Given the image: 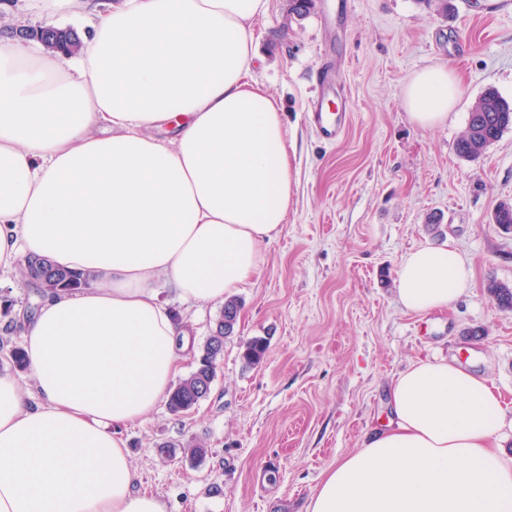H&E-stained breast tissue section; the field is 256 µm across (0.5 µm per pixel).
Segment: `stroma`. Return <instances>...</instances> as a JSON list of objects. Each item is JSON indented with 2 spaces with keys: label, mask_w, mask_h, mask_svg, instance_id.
<instances>
[{
  "label": "stroma",
  "mask_w": 512,
  "mask_h": 512,
  "mask_svg": "<svg viewBox=\"0 0 512 512\" xmlns=\"http://www.w3.org/2000/svg\"><path fill=\"white\" fill-rule=\"evenodd\" d=\"M314 0L309 14L270 0L254 24L255 80L279 101L295 180L260 274L242 306L207 399L190 413L159 405L124 436L138 487L166 512H305L323 472L388 421L391 382L420 360L448 361L502 396L500 438L512 460V310L490 280L512 284V230L493 220L512 203V130L476 160L456 140L489 88L512 99V0ZM448 65L463 93L445 125L416 128L401 106L415 71ZM345 129L322 140L306 120L316 76ZM436 223H429V216ZM454 247L472 278L444 311L412 312L396 292L400 261L420 245ZM40 294L0 276V322L34 312ZM266 337L255 366L245 343ZM205 443L203 460L184 444Z\"/></svg>",
  "instance_id": "1"
}]
</instances>
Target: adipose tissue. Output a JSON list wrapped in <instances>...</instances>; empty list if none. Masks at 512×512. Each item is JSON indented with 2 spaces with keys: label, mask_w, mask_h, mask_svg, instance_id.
<instances>
[{
  "label": "adipose tissue",
  "mask_w": 512,
  "mask_h": 512,
  "mask_svg": "<svg viewBox=\"0 0 512 512\" xmlns=\"http://www.w3.org/2000/svg\"><path fill=\"white\" fill-rule=\"evenodd\" d=\"M87 17L74 54L0 49V270L44 257L94 275L43 294L21 336L33 386L0 375V512H165L138 490L123 430L193 356L161 298L223 302L260 268L293 179L279 102L249 76L270 0H31ZM461 94L440 65L401 104L444 125ZM471 269L422 245L397 272L404 308H448ZM386 426L327 469L306 512H512L500 395L422 360L389 389Z\"/></svg>",
  "instance_id": "obj_1"
}]
</instances>
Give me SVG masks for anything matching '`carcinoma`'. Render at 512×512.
I'll return each mask as SVG.
<instances>
[{
    "instance_id": "obj_1",
    "label": "carcinoma",
    "mask_w": 512,
    "mask_h": 512,
    "mask_svg": "<svg viewBox=\"0 0 512 512\" xmlns=\"http://www.w3.org/2000/svg\"><path fill=\"white\" fill-rule=\"evenodd\" d=\"M511 128L512 101L489 88L472 106L466 129L455 143V152L463 158L476 159ZM20 274L39 289L48 286L54 290H75L89 285L82 274L57 268L43 258L22 266ZM488 291L498 307L512 309L511 285L493 281ZM239 309L237 299L224 300V310L198 351L192 372L174 386L168 397L167 408L171 412L189 413L209 396L224 359V341L234 332ZM266 349L267 339L254 337L246 343L242 359L247 365H255Z\"/></svg>"
}]
</instances>
